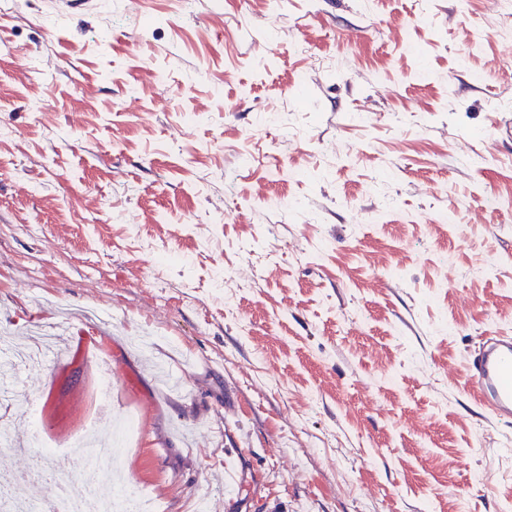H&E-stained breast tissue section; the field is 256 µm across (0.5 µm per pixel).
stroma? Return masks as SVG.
Returning <instances> with one entry per match:
<instances>
[{
    "instance_id": "1",
    "label": "stroma",
    "mask_w": 512,
    "mask_h": 512,
    "mask_svg": "<svg viewBox=\"0 0 512 512\" xmlns=\"http://www.w3.org/2000/svg\"><path fill=\"white\" fill-rule=\"evenodd\" d=\"M511 26L502 0L0 13V329L59 351L0 365V474L96 414L106 357L94 442L134 417L113 478L162 512H506L512 418L465 364L512 329V210L484 206L512 197Z\"/></svg>"
}]
</instances>
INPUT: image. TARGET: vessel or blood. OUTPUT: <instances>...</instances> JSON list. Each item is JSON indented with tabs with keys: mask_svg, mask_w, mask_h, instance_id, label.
<instances>
[{
	"mask_svg": "<svg viewBox=\"0 0 512 512\" xmlns=\"http://www.w3.org/2000/svg\"><path fill=\"white\" fill-rule=\"evenodd\" d=\"M467 373L481 403L499 418L512 417V334L484 338Z\"/></svg>",
	"mask_w": 512,
	"mask_h": 512,
	"instance_id": "b4317fda",
	"label": "vessel or blood"
}]
</instances>
